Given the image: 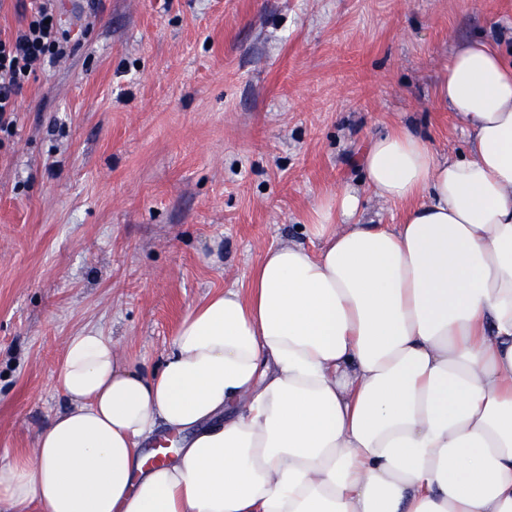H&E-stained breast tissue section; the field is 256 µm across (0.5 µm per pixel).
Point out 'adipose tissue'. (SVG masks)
Returning <instances> with one entry per match:
<instances>
[{"mask_svg":"<svg viewBox=\"0 0 512 512\" xmlns=\"http://www.w3.org/2000/svg\"><path fill=\"white\" fill-rule=\"evenodd\" d=\"M438 94L466 154L397 126L364 156L400 223L326 196L319 249L268 248L159 366L70 337L68 406L0 464V512H512V63L468 43ZM161 430L183 440L147 465Z\"/></svg>","mask_w":512,"mask_h":512,"instance_id":"adipose-tissue-1","label":"adipose tissue"}]
</instances>
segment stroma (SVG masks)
I'll return each instance as SVG.
<instances>
[{
    "label": "stroma",
    "mask_w": 512,
    "mask_h": 512,
    "mask_svg": "<svg viewBox=\"0 0 512 512\" xmlns=\"http://www.w3.org/2000/svg\"><path fill=\"white\" fill-rule=\"evenodd\" d=\"M71 36L0 132V460L65 400L68 339L95 328L154 366L210 292L302 242L326 195L366 192L363 157L404 125L466 150L437 97L448 60L512 50V0H56Z\"/></svg>",
    "instance_id": "1"
}]
</instances>
